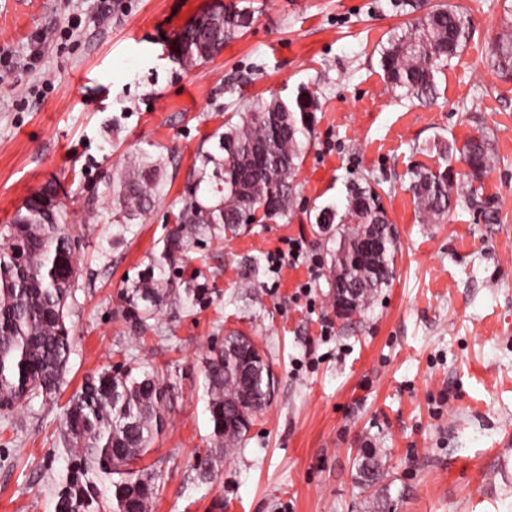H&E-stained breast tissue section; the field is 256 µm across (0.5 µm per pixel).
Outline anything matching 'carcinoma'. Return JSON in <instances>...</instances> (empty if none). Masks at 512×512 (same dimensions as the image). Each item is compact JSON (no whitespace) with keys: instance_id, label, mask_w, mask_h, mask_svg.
Listing matches in <instances>:
<instances>
[{"instance_id":"cac0c4a2","label":"carcinoma","mask_w":512,"mask_h":512,"mask_svg":"<svg viewBox=\"0 0 512 512\" xmlns=\"http://www.w3.org/2000/svg\"><path fill=\"white\" fill-rule=\"evenodd\" d=\"M398 13L411 16L408 25L391 35L379 51V63L390 89L410 102L437 98L436 75L447 68L470 37L464 17L441 0H391ZM254 13L221 5L193 19L177 35L176 61L195 66L217 56L224 45L250 27ZM487 65L498 77L512 78V15L504 16L490 46ZM319 103L301 86L284 99L272 96L253 101L238 113V121L215 131L221 153L203 151L200 166L183 207L164 241L160 260L126 289L124 300L139 323L179 297L164 265L182 259L191 237L224 232L235 235L251 224L286 218L293 211L294 176L302 162ZM423 150L448 161L454 143L436 137ZM470 181L458 186L452 172L438 164L411 172L409 191L427 224L448 216L461 203L479 205L481 180L494 164L492 144L482 134L460 150ZM163 160L143 151L112 178V220L118 224L146 216L159 196ZM215 198L198 199L201 184ZM53 189L35 192L13 222L0 228V410H12L40 396L59 394L73 347L67 319L69 298L77 277L76 236L54 210ZM338 224L331 260L346 268L332 287L357 291L362 311L379 290L388 286L398 250L380 196L371 187L351 183L344 199L315 208L314 223ZM376 235L380 248L365 255L355 244ZM250 348L237 331L224 336L206 359L209 448L198 464L200 478L211 481L231 450L238 447L253 418L274 394L269 364L249 359ZM174 386L157 371L104 368L85 380L64 407L61 440L68 456L67 473L58 491L54 512H152L162 486L153 466L142 465L168 421ZM111 477L110 484L102 478ZM385 463L374 448H362L355 480L364 488L382 483Z\"/></svg>"}]
</instances>
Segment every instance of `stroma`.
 I'll return each mask as SVG.
<instances>
[{"label": "stroma", "mask_w": 512, "mask_h": 512, "mask_svg": "<svg viewBox=\"0 0 512 512\" xmlns=\"http://www.w3.org/2000/svg\"><path fill=\"white\" fill-rule=\"evenodd\" d=\"M214 0H0V225L50 185L79 236L74 336L54 400L0 412V512H53L65 462L60 424L90 375L163 368L175 388L152 455L163 489L152 512H372L354 478L360 448L382 455L397 512H512V80L486 57L512 0H448L467 45L422 105L390 91L379 51L407 21L389 0H235L254 22L213 60L181 67L172 41ZM319 99L311 145L284 219L233 238L191 240L169 275L190 288L150 329L123 293L164 240L213 134L257 98ZM490 137L481 208L423 223L411 172L422 143ZM165 159L145 221L116 224L106 184L140 152ZM370 183L399 250L388 288L347 320L331 308V242L308 221L348 183ZM302 240L307 257L267 255ZM250 336L272 366L270 406L210 484L202 371L225 334Z\"/></svg>", "instance_id": "1"}]
</instances>
